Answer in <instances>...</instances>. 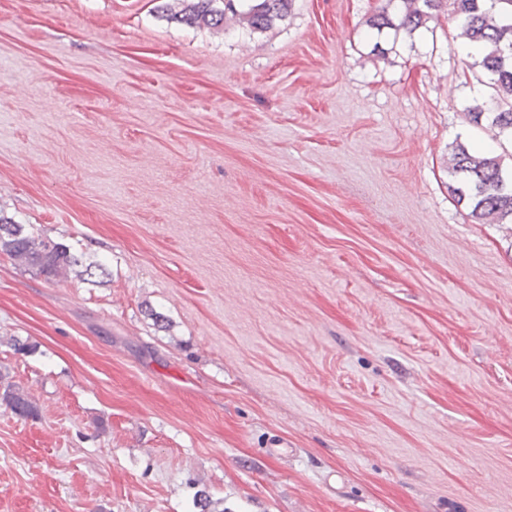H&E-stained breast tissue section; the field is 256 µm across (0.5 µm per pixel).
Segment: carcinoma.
Instances as JSON below:
<instances>
[{
  "mask_svg": "<svg viewBox=\"0 0 512 512\" xmlns=\"http://www.w3.org/2000/svg\"><path fill=\"white\" fill-rule=\"evenodd\" d=\"M216 0H174L167 9L177 19L191 25L221 27L243 22L254 30L271 28L288 12L291 0H255L245 11L236 7L237 0H224V7L214 6ZM396 17L383 10L373 16L371 25L377 29L392 28L411 34L443 10L457 20L461 36L481 44L484 55L481 68L490 77V106L473 108L476 123L487 120L495 136L512 140V0H399ZM448 170L457 178L452 189L458 202L471 208V215L484 223L512 224V181L502 170L501 158L480 149L458 143L450 155ZM0 251L18 264L32 268L48 280L65 277L81 265L84 273L94 275L107 271L101 264H84V254L72 245L54 241L0 217ZM0 400L19 417L35 414L36 407L15 383L0 375ZM221 502L212 499L206 490L194 496L198 512H224Z\"/></svg>",
  "mask_w": 512,
  "mask_h": 512,
  "instance_id": "obj_1",
  "label": "carcinoma"
}]
</instances>
